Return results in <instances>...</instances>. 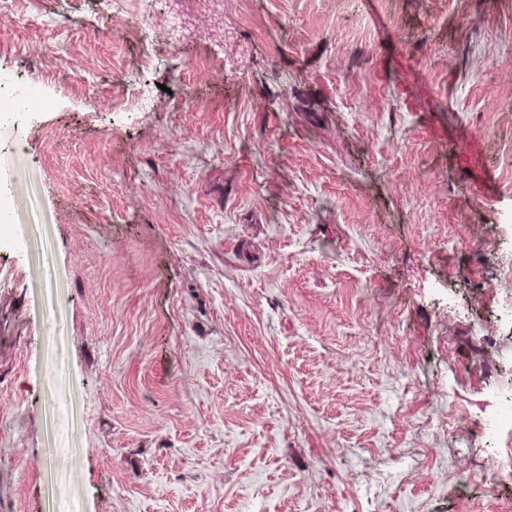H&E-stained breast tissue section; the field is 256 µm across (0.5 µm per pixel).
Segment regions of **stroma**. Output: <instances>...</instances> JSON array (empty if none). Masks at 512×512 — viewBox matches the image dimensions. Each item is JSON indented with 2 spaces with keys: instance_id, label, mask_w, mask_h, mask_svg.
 <instances>
[{
  "instance_id": "stroma-1",
  "label": "stroma",
  "mask_w": 512,
  "mask_h": 512,
  "mask_svg": "<svg viewBox=\"0 0 512 512\" xmlns=\"http://www.w3.org/2000/svg\"><path fill=\"white\" fill-rule=\"evenodd\" d=\"M0 81V512H512V0H10ZM465 164L469 167L471 174L481 182L487 191H490L496 184L492 170L485 164L483 148L480 141L472 139L465 156ZM497 454L498 457L495 460V465L487 479L492 484H495L496 487L509 485L512 483V454L508 452L505 455H502L500 452Z\"/></svg>"
}]
</instances>
